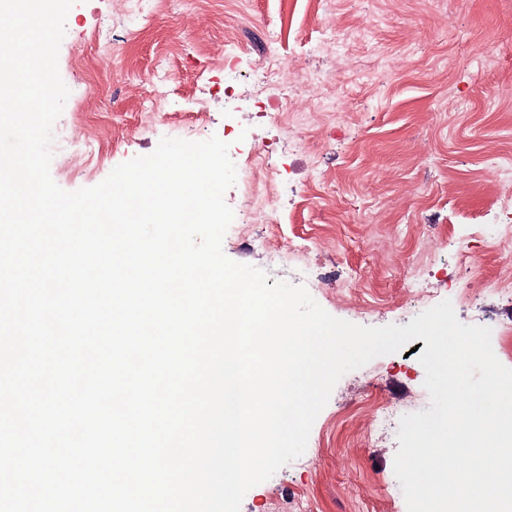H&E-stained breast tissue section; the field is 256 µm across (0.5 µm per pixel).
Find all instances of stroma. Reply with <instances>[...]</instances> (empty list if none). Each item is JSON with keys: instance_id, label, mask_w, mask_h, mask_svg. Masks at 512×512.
I'll use <instances>...</instances> for the list:
<instances>
[{"instance_id": "stroma-1", "label": "stroma", "mask_w": 512, "mask_h": 512, "mask_svg": "<svg viewBox=\"0 0 512 512\" xmlns=\"http://www.w3.org/2000/svg\"><path fill=\"white\" fill-rule=\"evenodd\" d=\"M305 64L345 112L263 121L224 104L275 63ZM70 90L53 126L51 177L74 191L152 153L182 125L223 136L236 168L274 169L254 195L233 186L222 249L270 281L305 286L330 315L405 325L442 300L489 327L512 368V0H77L58 54ZM274 199L270 222L241 213ZM345 374L304 453L244 496L240 512H407L397 437L365 432L377 405L428 409L417 352Z\"/></svg>"}]
</instances>
